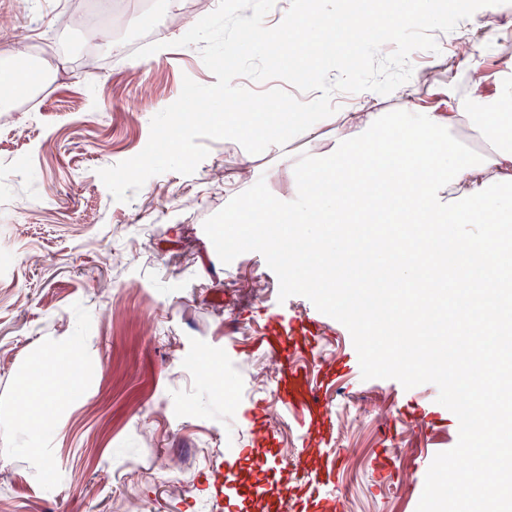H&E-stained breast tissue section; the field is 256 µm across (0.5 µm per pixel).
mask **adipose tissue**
Instances as JSON below:
<instances>
[{
  "instance_id": "obj_1",
  "label": "adipose tissue",
  "mask_w": 512,
  "mask_h": 512,
  "mask_svg": "<svg viewBox=\"0 0 512 512\" xmlns=\"http://www.w3.org/2000/svg\"><path fill=\"white\" fill-rule=\"evenodd\" d=\"M458 67L447 111L414 103L377 111L393 96L389 87L331 115L332 145L313 164L288 166L298 201L242 199L225 221V241L246 235L276 255L292 245L289 265L310 269L326 288L336 285L337 262L375 257L390 287L406 291L396 311L408 336L424 330L410 317L419 289L512 288V259L493 246L496 228L512 225V76L486 93L483 59L468 42ZM319 124L310 106H297L265 121L264 137L283 149ZM332 224L352 231L331 234Z\"/></svg>"
}]
</instances>
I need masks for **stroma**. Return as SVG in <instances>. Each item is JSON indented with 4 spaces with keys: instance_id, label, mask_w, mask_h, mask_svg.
Here are the masks:
<instances>
[{
    "instance_id": "obj_1",
    "label": "stroma",
    "mask_w": 512,
    "mask_h": 512,
    "mask_svg": "<svg viewBox=\"0 0 512 512\" xmlns=\"http://www.w3.org/2000/svg\"><path fill=\"white\" fill-rule=\"evenodd\" d=\"M174 0H84L78 27L59 25L56 0H0V17L26 22L58 55L65 80L49 85L40 114L22 124L0 114V512H219L202 475L235 464L253 426V407L269 391L248 390L264 357L251 351L264 307L296 315L316 307L295 295L279 301V281L257 252L223 263L204 221L246 189L241 155L253 178L284 199L292 192L289 162L303 164L329 148L333 124L317 142L282 152L261 140L208 141V156L190 175L151 177L129 201L114 199L98 175L146 146L154 115L175 102L184 78L211 85L215 76L197 46L180 47L167 24ZM111 28L113 47L92 48L90 30ZM162 43L145 58L134 51ZM97 51L101 69L87 75L82 59ZM413 68L430 73L407 102L448 109L446 65L413 52ZM325 338L310 373L353 353L348 329L324 317ZM74 347L90 374L86 385L54 402L37 426L16 407L30 361ZM219 353L227 370L214 389L197 367ZM439 390L404 388L394 379L344 380L328 396L331 444L348 448L336 493L351 512H404L413 488L380 481L377 456L395 449L418 458L421 401ZM183 481L171 486L169 470Z\"/></svg>"
}]
</instances>
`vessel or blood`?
I'll return each instance as SVG.
<instances>
[{"instance_id":"vessel-or-blood-1","label":"vessel or blood","mask_w":512,"mask_h":512,"mask_svg":"<svg viewBox=\"0 0 512 512\" xmlns=\"http://www.w3.org/2000/svg\"><path fill=\"white\" fill-rule=\"evenodd\" d=\"M266 314L257 349L270 359L279 375L278 400L301 429L304 453L300 468L311 475L301 487L295 486L293 478L281 475L279 512H336V498L330 488L335 483L338 458L326 450L333 426L326 394L352 365H336L321 381L310 380L294 355L313 351L322 333L320 319L300 318L277 306L267 307ZM251 445V456L259 464H267L278 445L277 436L268 428L253 429Z\"/></svg>"}]
</instances>
